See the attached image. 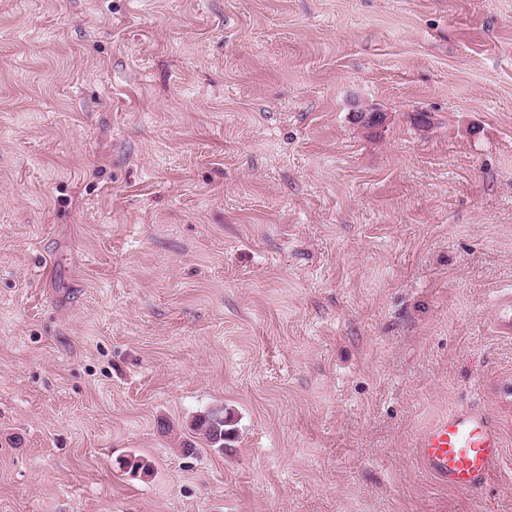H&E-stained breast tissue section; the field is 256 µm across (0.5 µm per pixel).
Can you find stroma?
I'll use <instances>...</instances> for the list:
<instances>
[{
    "label": "stroma",
    "mask_w": 512,
    "mask_h": 512,
    "mask_svg": "<svg viewBox=\"0 0 512 512\" xmlns=\"http://www.w3.org/2000/svg\"><path fill=\"white\" fill-rule=\"evenodd\" d=\"M508 288L512 0H0V512H512ZM492 319L499 336H512V290H501L493 299ZM417 455L440 483L477 491L500 471L504 442L497 421L481 406L454 409L421 433ZM230 419L225 414L224 407L213 408L204 414L194 418L191 423L193 431L202 436L207 445L211 448H227L226 442L229 441L230 429H227ZM220 450V449H219Z\"/></svg>",
    "instance_id": "obj_1"
}]
</instances>
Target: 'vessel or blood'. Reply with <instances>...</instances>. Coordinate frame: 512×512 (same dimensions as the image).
Instances as JSON below:
<instances>
[{"label": "vessel or blood", "mask_w": 512, "mask_h": 512, "mask_svg": "<svg viewBox=\"0 0 512 512\" xmlns=\"http://www.w3.org/2000/svg\"><path fill=\"white\" fill-rule=\"evenodd\" d=\"M493 327L512 336V290L500 291L492 303ZM417 455L423 469L450 488L473 492L500 471L504 442L497 421L481 406L454 409L421 433Z\"/></svg>", "instance_id": "b4317fda"}]
</instances>
